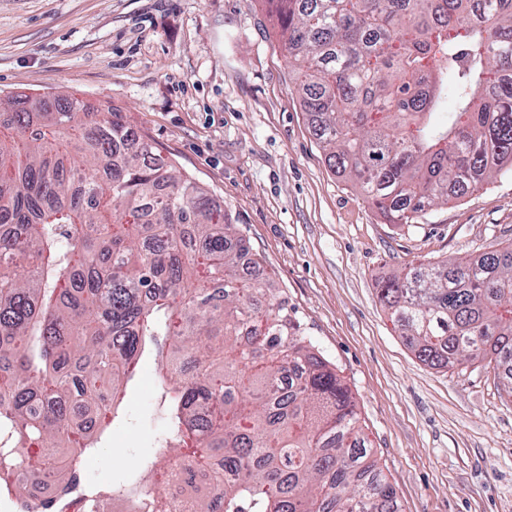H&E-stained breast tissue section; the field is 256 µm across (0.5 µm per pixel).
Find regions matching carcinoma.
<instances>
[{
	"instance_id": "1",
	"label": "carcinoma",
	"mask_w": 512,
	"mask_h": 512,
	"mask_svg": "<svg viewBox=\"0 0 512 512\" xmlns=\"http://www.w3.org/2000/svg\"><path fill=\"white\" fill-rule=\"evenodd\" d=\"M335 172L391 224L512 160V0H264ZM455 111L433 121L443 97ZM0 494L66 469L56 500L127 499L186 462L215 475L194 512H399L349 387L276 299L249 241L121 111L0 98ZM418 359L512 364V245L379 285ZM155 350L168 432L106 485L82 459Z\"/></svg>"
}]
</instances>
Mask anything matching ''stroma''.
<instances>
[{
  "mask_svg": "<svg viewBox=\"0 0 512 512\" xmlns=\"http://www.w3.org/2000/svg\"><path fill=\"white\" fill-rule=\"evenodd\" d=\"M294 83L262 0H0V96L121 110L232 214L350 386L401 512H512V395L487 363L420 361L378 292L408 264L511 244L512 172L417 223H388L329 167ZM155 369L145 350L89 480L111 482L154 451Z\"/></svg>",
  "mask_w": 512,
  "mask_h": 512,
  "instance_id": "stroma-1",
  "label": "stroma"
}]
</instances>
